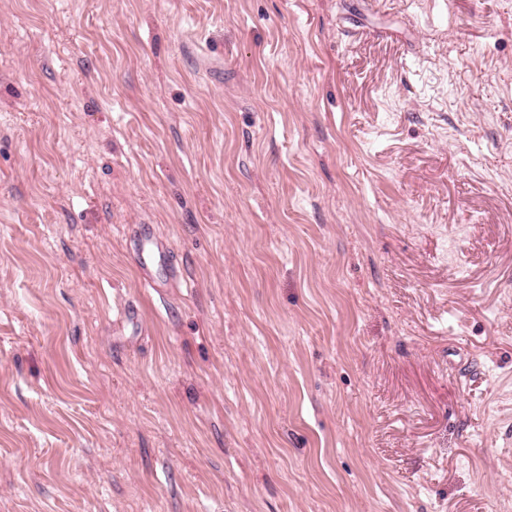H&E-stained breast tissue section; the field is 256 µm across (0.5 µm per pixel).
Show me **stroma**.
<instances>
[{
	"mask_svg": "<svg viewBox=\"0 0 512 512\" xmlns=\"http://www.w3.org/2000/svg\"><path fill=\"white\" fill-rule=\"evenodd\" d=\"M0 512H512V0H0ZM129 230L131 231L130 236L143 244L134 254L145 285L157 291L156 288H163V282L170 284L175 278L171 252L153 245L149 229L145 224L132 225ZM145 243H148L150 247L146 248Z\"/></svg>",
	"mask_w": 512,
	"mask_h": 512,
	"instance_id": "1",
	"label": "stroma"
}]
</instances>
